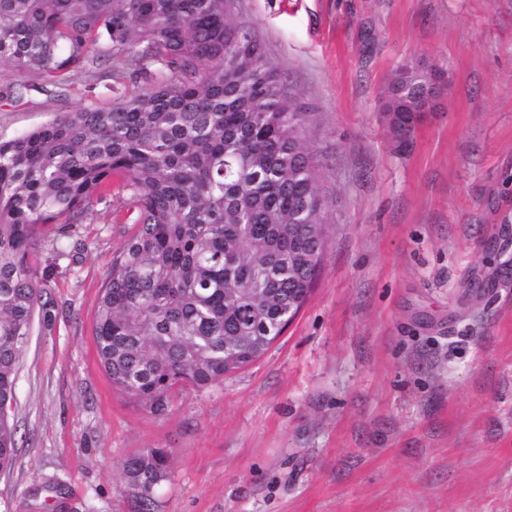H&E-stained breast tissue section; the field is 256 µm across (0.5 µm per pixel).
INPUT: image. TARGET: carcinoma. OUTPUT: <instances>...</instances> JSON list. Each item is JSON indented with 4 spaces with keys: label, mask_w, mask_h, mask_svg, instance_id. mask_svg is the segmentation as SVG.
I'll list each match as a JSON object with an SVG mask.
<instances>
[{
    "label": "carcinoma",
    "mask_w": 512,
    "mask_h": 512,
    "mask_svg": "<svg viewBox=\"0 0 512 512\" xmlns=\"http://www.w3.org/2000/svg\"><path fill=\"white\" fill-rule=\"evenodd\" d=\"M235 0H0V61L59 81L97 57H122L149 89L110 108L60 112L0 140V474L11 471L17 365L40 298L32 262L45 227L69 237L112 175L137 209L112 259L94 318L112 387L165 412L173 390L224 381L283 335L308 299L288 226L323 224L324 199L305 157L297 97L260 44L232 20ZM423 72L395 71L386 112H412ZM170 453L123 463L129 493L151 512Z\"/></svg>",
    "instance_id": "cac0c4a2"
}]
</instances>
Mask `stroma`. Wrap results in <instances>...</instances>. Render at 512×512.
I'll return each instance as SVG.
<instances>
[{"label":"stroma","mask_w":512,"mask_h":512,"mask_svg":"<svg viewBox=\"0 0 512 512\" xmlns=\"http://www.w3.org/2000/svg\"><path fill=\"white\" fill-rule=\"evenodd\" d=\"M305 110L326 198L315 288L266 353L157 415L113 389L93 319L136 212L113 176L44 277L15 379L0 512H139L122 472L171 453L155 512H512V0H237ZM416 64L437 110L397 150L380 96ZM123 61L52 83L0 62V140L112 106Z\"/></svg>","instance_id":"obj_1"}]
</instances>
